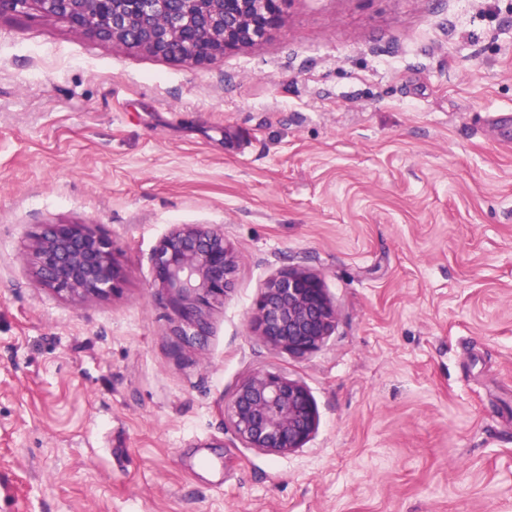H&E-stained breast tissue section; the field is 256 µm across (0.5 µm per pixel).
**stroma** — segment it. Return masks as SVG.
Masks as SVG:
<instances>
[{
	"label": "stroma",
	"mask_w": 512,
	"mask_h": 512,
	"mask_svg": "<svg viewBox=\"0 0 512 512\" xmlns=\"http://www.w3.org/2000/svg\"><path fill=\"white\" fill-rule=\"evenodd\" d=\"M77 222L120 294L37 282ZM179 224L242 257L194 346L152 286ZM291 267L336 307L303 359L249 327ZM256 370L309 388L304 448L237 438ZM0 512H512V0H290L202 66L0 15ZM30 237L35 275L58 296L83 302L123 289L121 249L96 224H42Z\"/></svg>",
	"instance_id": "obj_1"
}]
</instances>
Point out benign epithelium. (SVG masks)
Segmentation results:
<instances>
[{
	"instance_id": "7a95c632",
	"label": "benign epithelium",
	"mask_w": 512,
	"mask_h": 512,
	"mask_svg": "<svg viewBox=\"0 0 512 512\" xmlns=\"http://www.w3.org/2000/svg\"><path fill=\"white\" fill-rule=\"evenodd\" d=\"M289 0H0V15L31 6L92 34L174 63L207 64L224 53L261 43L285 25ZM31 263L39 282L58 296L83 302L122 290L121 249L95 224H42L31 232ZM241 255L224 229L181 224L154 253L153 288L174 316L185 345L209 333L211 310L234 288ZM336 325V307L323 278L305 267L271 277L250 313L255 336L294 358L317 351ZM224 414L247 447L293 453L316 434L319 412L298 379L258 370L237 388Z\"/></svg>"
}]
</instances>
